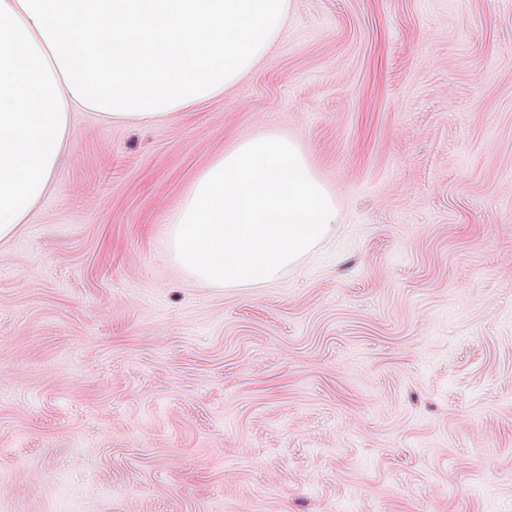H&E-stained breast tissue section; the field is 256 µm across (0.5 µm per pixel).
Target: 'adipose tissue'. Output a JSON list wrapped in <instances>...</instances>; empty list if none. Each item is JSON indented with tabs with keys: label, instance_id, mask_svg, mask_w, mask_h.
<instances>
[{
	"label": "adipose tissue",
	"instance_id": "1",
	"mask_svg": "<svg viewBox=\"0 0 512 512\" xmlns=\"http://www.w3.org/2000/svg\"><path fill=\"white\" fill-rule=\"evenodd\" d=\"M291 0H0V243L50 193L71 115L175 118L236 85Z\"/></svg>",
	"mask_w": 512,
	"mask_h": 512
}]
</instances>
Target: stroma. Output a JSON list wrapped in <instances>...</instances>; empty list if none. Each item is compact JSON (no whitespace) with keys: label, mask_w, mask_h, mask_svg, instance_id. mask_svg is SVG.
Masks as SVG:
<instances>
[{"label":"stroma","mask_w":512,"mask_h":512,"mask_svg":"<svg viewBox=\"0 0 512 512\" xmlns=\"http://www.w3.org/2000/svg\"><path fill=\"white\" fill-rule=\"evenodd\" d=\"M250 134L339 223L209 288L168 221ZM0 512H512V0H292L224 94L74 113L0 244Z\"/></svg>","instance_id":"1"}]
</instances>
